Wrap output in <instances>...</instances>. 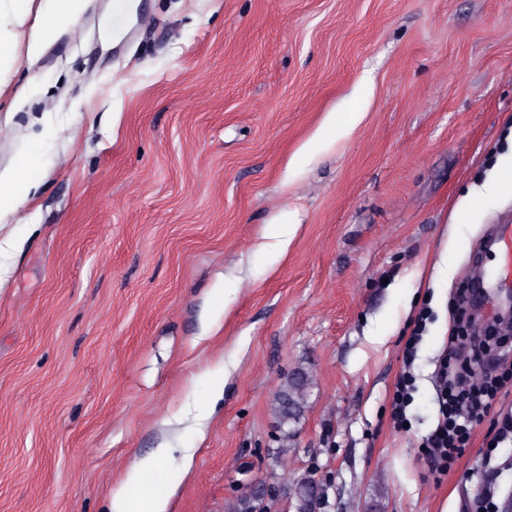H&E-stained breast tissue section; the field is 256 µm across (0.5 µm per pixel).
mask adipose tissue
<instances>
[{
  "mask_svg": "<svg viewBox=\"0 0 512 512\" xmlns=\"http://www.w3.org/2000/svg\"><path fill=\"white\" fill-rule=\"evenodd\" d=\"M45 19L25 33L26 55L38 60L63 34L75 27L85 12L88 0H45ZM40 142L28 138L25 146L13 161L0 168V253L13 252L19 242L6 225L28 205L37 194L45 179V164L39 157ZM166 447H159L156 454L137 459L127 471L122 489L112 497V512H167L168 496L164 493L143 490L131 496L127 489L142 487L160 463Z\"/></svg>",
  "mask_w": 512,
  "mask_h": 512,
  "instance_id": "adipose-tissue-1",
  "label": "adipose tissue"
}]
</instances>
